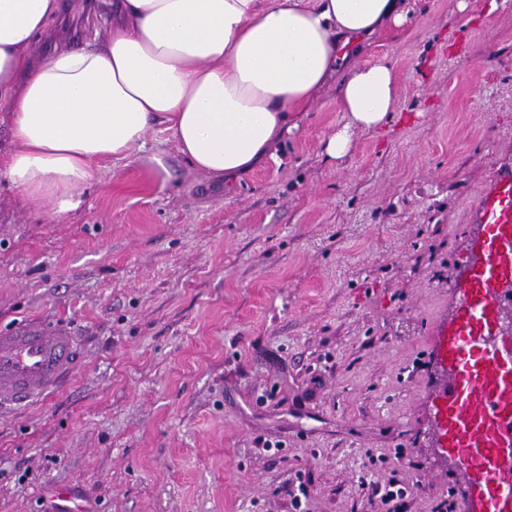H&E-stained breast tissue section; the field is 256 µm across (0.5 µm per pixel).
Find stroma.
Returning a JSON list of instances; mask_svg holds the SVG:
<instances>
[{
	"label": "stroma",
	"mask_w": 512,
	"mask_h": 512,
	"mask_svg": "<svg viewBox=\"0 0 512 512\" xmlns=\"http://www.w3.org/2000/svg\"><path fill=\"white\" fill-rule=\"evenodd\" d=\"M61 2L36 59L93 44L103 0ZM485 2L409 0L347 49L393 59L398 102L342 159L337 74L230 191L157 125L63 221L0 184V328L66 321L85 359L0 415V512H53L59 484L84 512H469L432 357L512 170V0Z\"/></svg>",
	"instance_id": "obj_1"
}]
</instances>
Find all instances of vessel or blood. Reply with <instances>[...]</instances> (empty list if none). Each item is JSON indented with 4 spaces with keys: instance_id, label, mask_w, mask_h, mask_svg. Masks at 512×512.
Returning a JSON list of instances; mask_svg holds the SVG:
<instances>
[{
    "instance_id": "1",
    "label": "vessel or blood",
    "mask_w": 512,
    "mask_h": 512,
    "mask_svg": "<svg viewBox=\"0 0 512 512\" xmlns=\"http://www.w3.org/2000/svg\"><path fill=\"white\" fill-rule=\"evenodd\" d=\"M482 208L488 227L485 261L467 284L458 285L463 310L449 344L453 373L444 394L448 422L461 464L485 483L480 512H512V362L478 336L491 289L512 277V172ZM81 364L76 336L64 324L25 322L0 331V410L28 405L52 394Z\"/></svg>"
}]
</instances>
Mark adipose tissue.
Returning <instances> with one entry per match:
<instances>
[{
  "label": "adipose tissue",
  "instance_id": "adipose-tissue-1",
  "mask_svg": "<svg viewBox=\"0 0 512 512\" xmlns=\"http://www.w3.org/2000/svg\"><path fill=\"white\" fill-rule=\"evenodd\" d=\"M59 10L60 0H0V107L12 139L0 183L56 221L80 207L99 161H136L157 123L194 169L234 181L270 155L347 44L408 15L406 0H120L93 47L34 63ZM397 98L389 58L352 65L327 158L348 154L354 130L384 127Z\"/></svg>",
  "mask_w": 512,
  "mask_h": 512
}]
</instances>
